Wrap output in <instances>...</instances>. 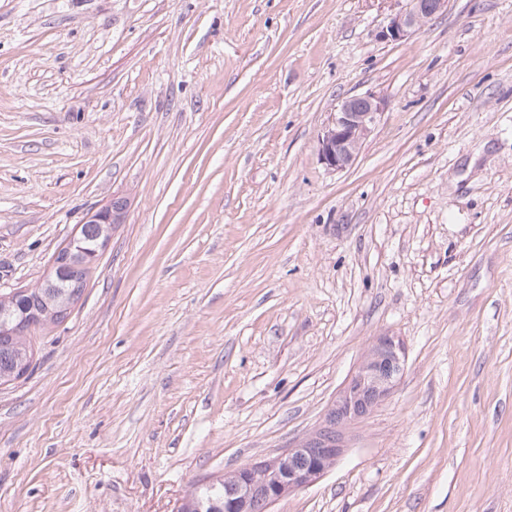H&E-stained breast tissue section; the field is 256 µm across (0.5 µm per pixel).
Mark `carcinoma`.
Listing matches in <instances>:
<instances>
[{
	"instance_id": "1",
	"label": "carcinoma",
	"mask_w": 512,
	"mask_h": 512,
	"mask_svg": "<svg viewBox=\"0 0 512 512\" xmlns=\"http://www.w3.org/2000/svg\"><path fill=\"white\" fill-rule=\"evenodd\" d=\"M110 231L108 224H84L78 232V246L92 256L104 247ZM56 261L59 265L55 270L34 287L13 297L0 293V385L19 379L31 369L32 328L63 320L83 291L90 260L77 252L68 258L63 249ZM232 492L233 486H226L221 480L200 487L192 497L201 501L208 512H224V502Z\"/></svg>"
}]
</instances>
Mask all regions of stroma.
<instances>
[{
	"label": "stroma",
	"mask_w": 512,
	"mask_h": 512,
	"mask_svg": "<svg viewBox=\"0 0 512 512\" xmlns=\"http://www.w3.org/2000/svg\"><path fill=\"white\" fill-rule=\"evenodd\" d=\"M398 8L0 0V291L130 200L0 386V512H174L312 431L384 333L394 393L272 512H512V0L380 41ZM387 105L384 97L372 92L341 101L319 137L320 160L326 168L341 171L353 164Z\"/></svg>",
	"instance_id": "obj_1"
}]
</instances>
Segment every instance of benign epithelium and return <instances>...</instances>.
<instances>
[{
  "instance_id": "7a95c632",
  "label": "benign epithelium",
  "mask_w": 512,
  "mask_h": 512,
  "mask_svg": "<svg viewBox=\"0 0 512 512\" xmlns=\"http://www.w3.org/2000/svg\"><path fill=\"white\" fill-rule=\"evenodd\" d=\"M403 2L380 27V40L397 42L409 38L444 14L449 0ZM386 108L387 100L372 92L342 100L319 137L320 160L326 168L341 171L351 166ZM127 208L126 198L114 197L111 203L91 212L85 223L123 224ZM405 362L402 339L388 333L376 337L321 424L288 444L282 452L224 476V484L234 485L232 499L224 512H251L252 502L259 494L263 495L269 512L281 498L322 478L341 459L351 424L369 414L392 393Z\"/></svg>"
}]
</instances>
